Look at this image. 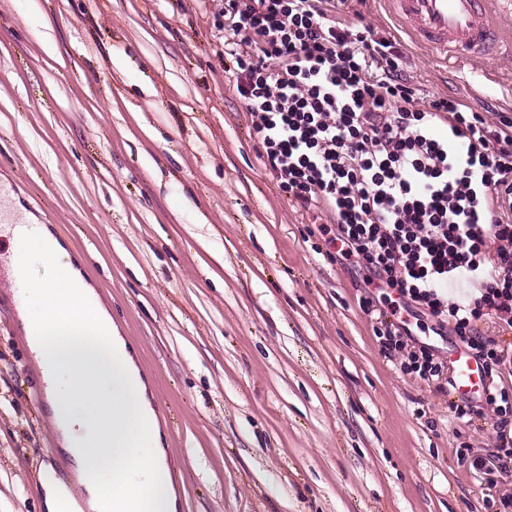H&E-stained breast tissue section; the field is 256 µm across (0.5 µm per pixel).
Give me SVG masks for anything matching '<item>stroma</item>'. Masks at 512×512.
Listing matches in <instances>:
<instances>
[{
	"mask_svg": "<svg viewBox=\"0 0 512 512\" xmlns=\"http://www.w3.org/2000/svg\"><path fill=\"white\" fill-rule=\"evenodd\" d=\"M216 0H0V197L51 215L132 348L178 474L177 512H503L512 467L385 357L361 279L327 257L225 73ZM428 95L512 114V61L416 45L381 0H346ZM0 227V512L76 480L49 418Z\"/></svg>",
	"mask_w": 512,
	"mask_h": 512,
	"instance_id": "stroma-1",
	"label": "stroma"
}]
</instances>
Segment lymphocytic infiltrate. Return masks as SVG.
Listing matches in <instances>:
<instances>
[{
	"label": "lymphocytic infiltrate",
	"mask_w": 512,
	"mask_h": 512,
	"mask_svg": "<svg viewBox=\"0 0 512 512\" xmlns=\"http://www.w3.org/2000/svg\"><path fill=\"white\" fill-rule=\"evenodd\" d=\"M219 14L230 80L273 179L291 203L330 216L338 254L365 287L395 297L389 313L359 300L385 356L424 381L447 374L429 348L409 349L413 309L484 370L504 366L511 357L477 324L495 312L512 329V116L421 97L395 42L334 0H224ZM463 281L475 295L449 300ZM511 399L490 384L480 407H453L492 421L503 468Z\"/></svg>",
	"instance_id": "1"
}]
</instances>
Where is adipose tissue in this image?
<instances>
[{
    "label": "adipose tissue",
    "instance_id": "1",
    "mask_svg": "<svg viewBox=\"0 0 512 512\" xmlns=\"http://www.w3.org/2000/svg\"><path fill=\"white\" fill-rule=\"evenodd\" d=\"M14 249L17 302L40 307L22 316L28 345L42 370L51 421L75 465L93 512H176L162 437L124 339L75 258L40 224L26 227ZM50 274L31 273L32 254Z\"/></svg>",
    "mask_w": 512,
    "mask_h": 512
}]
</instances>
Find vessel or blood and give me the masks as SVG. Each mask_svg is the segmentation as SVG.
Listing matches in <instances>:
<instances>
[{
    "instance_id": "b4317fda",
    "label": "vessel or blood",
    "mask_w": 512,
    "mask_h": 512,
    "mask_svg": "<svg viewBox=\"0 0 512 512\" xmlns=\"http://www.w3.org/2000/svg\"><path fill=\"white\" fill-rule=\"evenodd\" d=\"M392 15L418 45L445 60L465 62L490 56H512V30L496 21L497 0H386ZM461 393L475 391L480 371L465 352L453 360Z\"/></svg>"
}]
</instances>
